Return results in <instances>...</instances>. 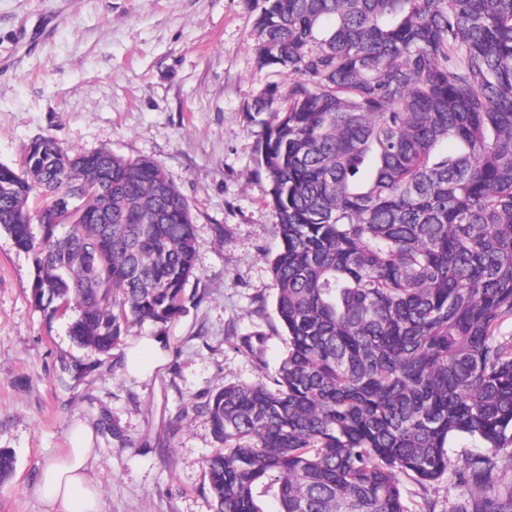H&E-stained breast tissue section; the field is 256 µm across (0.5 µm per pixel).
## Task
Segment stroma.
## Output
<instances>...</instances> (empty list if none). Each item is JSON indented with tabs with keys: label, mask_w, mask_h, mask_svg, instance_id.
<instances>
[{
	"label": "stroma",
	"mask_w": 512,
	"mask_h": 512,
	"mask_svg": "<svg viewBox=\"0 0 512 512\" xmlns=\"http://www.w3.org/2000/svg\"><path fill=\"white\" fill-rule=\"evenodd\" d=\"M258 0H0V163L54 136L158 161L191 205L198 277L164 330L132 328L85 359L64 317L30 299L33 259L0 230V448L14 454L0 512H48L34 493L74 422L94 431L101 512H212L205 461L219 447L195 410L221 388L266 378L285 349L268 260L278 215L249 112L287 75L257 64ZM264 335V358L241 337ZM409 512H457L447 478L403 482Z\"/></svg>",
	"instance_id": "stroma-1"
}]
</instances>
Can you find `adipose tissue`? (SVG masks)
<instances>
[{
	"instance_id": "adipose-tissue-1",
	"label": "adipose tissue",
	"mask_w": 512,
	"mask_h": 512,
	"mask_svg": "<svg viewBox=\"0 0 512 512\" xmlns=\"http://www.w3.org/2000/svg\"><path fill=\"white\" fill-rule=\"evenodd\" d=\"M66 454L45 467L35 492L50 512H100L98 488L90 474L94 432L80 424L70 433Z\"/></svg>"
}]
</instances>
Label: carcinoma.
<instances>
[{"label": "carcinoma", "instance_id": "obj_1", "mask_svg": "<svg viewBox=\"0 0 512 512\" xmlns=\"http://www.w3.org/2000/svg\"><path fill=\"white\" fill-rule=\"evenodd\" d=\"M255 30L289 78L250 113L286 349L195 406L224 444L213 512L269 493L278 512H409L403 479L445 474L471 492L457 512H512V0H263ZM34 141L0 163L34 306L94 355L178 318L195 233L163 167Z\"/></svg>", "mask_w": 512, "mask_h": 512}]
</instances>
